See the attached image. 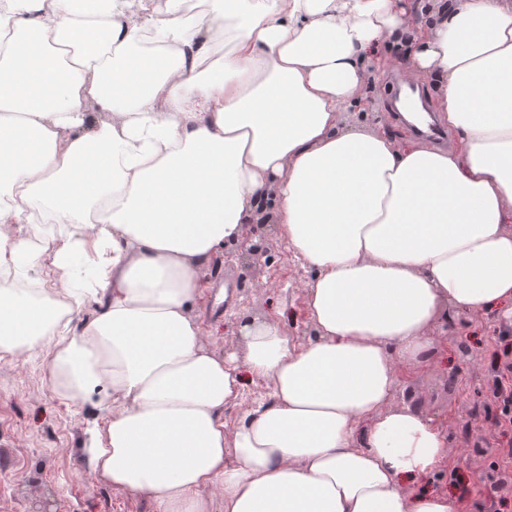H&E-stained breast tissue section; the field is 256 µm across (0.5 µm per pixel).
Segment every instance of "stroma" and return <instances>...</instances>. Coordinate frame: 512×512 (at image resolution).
I'll return each instance as SVG.
<instances>
[{"label":"stroma","mask_w":512,"mask_h":512,"mask_svg":"<svg viewBox=\"0 0 512 512\" xmlns=\"http://www.w3.org/2000/svg\"><path fill=\"white\" fill-rule=\"evenodd\" d=\"M403 67L372 69L366 91L373 106L344 111L345 125L384 130L397 139L410 132L402 113L387 103L392 78ZM273 261L242 279L233 246L221 248L208 270L195 314L211 347L242 358V322H277L294 344L315 334L308 317L303 266L279 236H267ZM512 346V307L481 314L450 311L438 330V344L421 365L398 366L396 403L431 418L448 439V453L428 483L448 493L456 512H512V484L490 491L494 425L500 408L491 391L489 362L503 345ZM91 405H65L54 395L40 356L20 353L0 360V512H36L51 498L52 512H150L148 501L116 492L95 480L85 462L87 423L100 417Z\"/></svg>","instance_id":"stroma-1"}]
</instances>
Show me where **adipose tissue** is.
I'll list each match as a JSON object with an SVG mask.
<instances>
[{"mask_svg":"<svg viewBox=\"0 0 512 512\" xmlns=\"http://www.w3.org/2000/svg\"><path fill=\"white\" fill-rule=\"evenodd\" d=\"M185 2L0 0V359L56 337L54 395L105 412L90 471L151 512H454L393 396L448 309L512 304V0ZM397 34L452 149L341 124ZM263 215L315 335L242 324L236 367L191 306ZM248 375L271 401L227 427Z\"/></svg>","mask_w":512,"mask_h":512,"instance_id":"obj_1","label":"adipose tissue"}]
</instances>
